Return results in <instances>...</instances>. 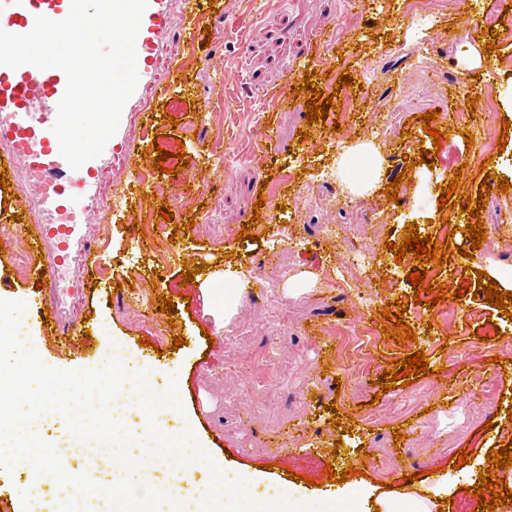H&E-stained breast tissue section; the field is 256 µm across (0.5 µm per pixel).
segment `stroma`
<instances>
[{
    "mask_svg": "<svg viewBox=\"0 0 512 512\" xmlns=\"http://www.w3.org/2000/svg\"><path fill=\"white\" fill-rule=\"evenodd\" d=\"M512 8V0H469L459 13L455 0H216L209 33L195 42L179 36L178 0H169L168 35L154 54L157 87L147 89L139 108L124 116V128L136 150L160 145L170 150L166 173H142L162 183L164 195L146 197L121 216L105 215L82 225V243L102 256L100 272L70 265L57 292L37 290L33 279L14 266L25 250L15 225L0 230V300L39 294L55 297V329L89 323L92 338L78 356L60 353L53 332L40 330L35 308H26L20 327L32 337L42 361L61 370L100 366L104 341L130 358H148L159 367L177 368L184 415L225 472L260 477L268 493L290 485L314 499L362 492L359 512H375V500L387 497L384 483L419 490L452 477L454 487L444 512H464L466 492L488 469L487 454L512 439V318L484 300L448 302L447 317L413 299L406 277L418 262L413 255L395 260L386 242H402L407 223L419 235L439 237L445 218L463 220L460 211L438 208L441 188L459 178L463 193L478 197L484 180L479 166L512 180V84L498 85L497 68L512 66V37L492 22L490 10ZM414 22L419 50L404 47L407 30L396 20L404 11ZM454 33H447V26ZM499 45L484 56L478 70L462 71L457 61L472 45ZM183 66L187 92L161 94L172 76L170 59ZM314 82L333 94L335 109L311 124L306 94H294V109L283 112L279 99L287 85H301L306 68ZM385 71L404 82L402 97L334 95L337 75L350 73L362 83L366 68ZM471 78L476 88L492 85L494 114L477 112L476 127L460 123V135L443 131L434 165L413 164L421 149H432L420 114L447 111L454 88L443 72ZM162 111L156 128L146 114ZM274 123L273 145L257 143L255 128ZM340 131H331L333 123ZM307 130L308 139L298 137ZM474 145H466V136ZM505 147H498V140ZM189 165L178 170L176 151ZM398 182V201L385 195ZM264 206H257V199ZM480 211L486 238L472 249L463 235L453 236L446 256L472 265L490 278L512 279V191L493 189ZM169 203L173 221L158 207ZM162 226L175 237L160 251L153 234L135 231V219ZM254 222V240L239 241L243 223ZM285 228L287 238L277 236ZM471 248V257L460 248ZM356 252L376 255L384 277L365 285L358 270L347 267ZM205 264L193 284L182 285L184 265ZM246 276L230 319L213 309L204 283L216 275ZM312 279L296 288L300 276ZM400 288H392V281ZM174 299L175 316L161 313L158 296ZM401 299L404 320L416 341L394 343L382 331L388 301ZM189 342L174 347L175 336ZM424 351L431 367L420 381L382 392L376 380L393 359ZM472 379L476 395L449 392L431 401L433 391L459 375ZM394 402L397 416L371 419L372 398ZM336 411H328V404ZM340 414L341 424L331 421ZM492 430H484L485 422ZM293 430L287 453L269 449L285 430ZM404 439L394 440V431ZM473 457L454 468L460 449ZM356 467L345 482H328L322 468ZM300 474L289 481L288 472ZM419 473L418 481L406 477Z\"/></svg>",
    "mask_w": 512,
    "mask_h": 512,
    "instance_id": "1",
    "label": "stroma"
}]
</instances>
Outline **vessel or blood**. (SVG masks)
Returning a JSON list of instances; mask_svg holds the SVG:
<instances>
[{
	"label": "vessel or blood",
	"instance_id": "vessel-or-blood-1",
	"mask_svg": "<svg viewBox=\"0 0 512 512\" xmlns=\"http://www.w3.org/2000/svg\"><path fill=\"white\" fill-rule=\"evenodd\" d=\"M186 38H194L197 28L211 13L209 0H179ZM168 0H148L137 35L140 65L139 85L153 83L149 58L166 33ZM70 11L68 0H0V30L24 34L29 32L37 16L64 19ZM66 87V76L60 69L40 70L31 65L16 69L0 66V143L6 144L5 166L8 170L24 168L38 178L35 195L7 202L0 198V224H9L17 208L28 207L34 218L24 240L35 261L34 277L43 278L47 287L57 285L60 271L68 264L92 267L97 262L88 247L81 245L79 225L89 223L98 207L97 177L104 168L105 156H98L71 169L59 152L52 131L57 106ZM109 152L122 154L125 161L126 188L137 184L139 166L137 150L117 130L108 141ZM52 244L49 261H41L42 248Z\"/></svg>",
	"mask_w": 512,
	"mask_h": 512
}]
</instances>
